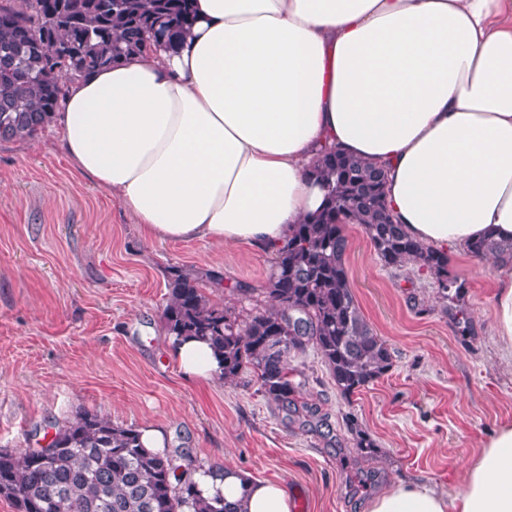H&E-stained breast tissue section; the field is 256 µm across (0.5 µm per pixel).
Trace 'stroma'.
<instances>
[{"label": "stroma", "mask_w": 512, "mask_h": 512, "mask_svg": "<svg viewBox=\"0 0 512 512\" xmlns=\"http://www.w3.org/2000/svg\"><path fill=\"white\" fill-rule=\"evenodd\" d=\"M46 127L0 141V448H34L52 426L87 410L116 425L163 429L169 449L283 482L303 512H365L401 479L448 492L462 465L512 421V358L493 323L504 275L466 250H449L465 279L461 306L475 337H459L428 273L384 267L361 225H346L356 301L387 343L392 368L352 396L315 352L296 365L320 427L285 419L251 373L213 383L186 379L163 329L166 270L221 274L213 302L239 311L235 284L262 288L272 255L256 244L148 241L106 189L76 172ZM374 443L357 448L353 429Z\"/></svg>", "instance_id": "obj_1"}]
</instances>
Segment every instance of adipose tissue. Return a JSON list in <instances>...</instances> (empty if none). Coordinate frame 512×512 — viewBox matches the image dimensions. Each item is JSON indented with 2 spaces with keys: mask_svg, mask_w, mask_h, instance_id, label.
Listing matches in <instances>:
<instances>
[{
  "mask_svg": "<svg viewBox=\"0 0 512 512\" xmlns=\"http://www.w3.org/2000/svg\"><path fill=\"white\" fill-rule=\"evenodd\" d=\"M178 53L143 52L68 84L51 123L83 175L150 240L276 250L316 213L307 166L332 144L388 172L413 239H512V0H192ZM190 379L222 370L208 342L172 349ZM238 512H293L283 483L197 473ZM368 512H512V422L451 494L401 481Z\"/></svg>",
  "mask_w": 512,
  "mask_h": 512,
  "instance_id": "adipose-tissue-1",
  "label": "adipose tissue"
}]
</instances>
